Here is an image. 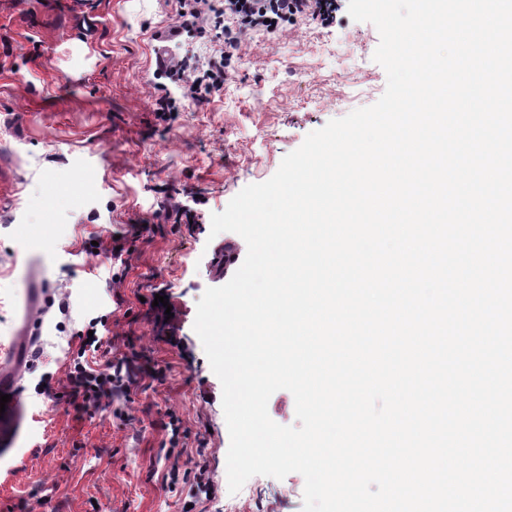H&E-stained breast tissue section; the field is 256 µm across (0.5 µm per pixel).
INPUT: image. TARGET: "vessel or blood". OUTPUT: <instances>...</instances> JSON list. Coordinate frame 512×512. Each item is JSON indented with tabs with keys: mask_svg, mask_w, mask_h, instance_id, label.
I'll use <instances>...</instances> for the list:
<instances>
[{
	"mask_svg": "<svg viewBox=\"0 0 512 512\" xmlns=\"http://www.w3.org/2000/svg\"><path fill=\"white\" fill-rule=\"evenodd\" d=\"M31 355L30 339L26 336L12 337L7 347H0V393L10 397L4 412L0 413V443L8 446L13 445L22 427L21 375Z\"/></svg>",
	"mask_w": 512,
	"mask_h": 512,
	"instance_id": "obj_1",
	"label": "vessel or blood"
}]
</instances>
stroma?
<instances>
[{
  "instance_id": "obj_1",
  "label": "stroma",
  "mask_w": 512,
  "mask_h": 512,
  "mask_svg": "<svg viewBox=\"0 0 512 512\" xmlns=\"http://www.w3.org/2000/svg\"><path fill=\"white\" fill-rule=\"evenodd\" d=\"M338 5L330 26L306 20L245 36L219 92L161 119L156 98L180 94L156 67L174 0H0V340L15 335L28 298L41 306L22 381L30 419L18 454L0 459L12 471L0 512H184L191 500L195 512H224L222 386L194 321L204 291L232 278L247 244L212 234L211 216L272 177L310 132L383 95L379 33L349 16L348 0ZM138 224L112 281L109 261L84 243ZM103 314L96 359L143 372L128 398L79 412L41 386L65 377L74 331ZM157 367L163 376H148ZM175 464L204 465L217 494L168 485ZM266 483L239 512H302L300 474Z\"/></svg>"
}]
</instances>
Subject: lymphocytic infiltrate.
Returning <instances> with one entry per match:
<instances>
[{
  "label": "lymphocytic infiltrate",
  "mask_w": 512,
  "mask_h": 512,
  "mask_svg": "<svg viewBox=\"0 0 512 512\" xmlns=\"http://www.w3.org/2000/svg\"><path fill=\"white\" fill-rule=\"evenodd\" d=\"M337 0H176L179 31H201L206 17L222 22L224 49L218 62L203 75L186 77L182 83L192 99L202 102L220 91L226 80V59L238 55L242 39L248 32L263 30L280 23L311 19L329 25L337 9ZM133 372L123 360L91 364L77 361L69 366L68 402L79 409L98 406L100 402L127 395Z\"/></svg>",
  "instance_id": "f902f5d3"
}]
</instances>
